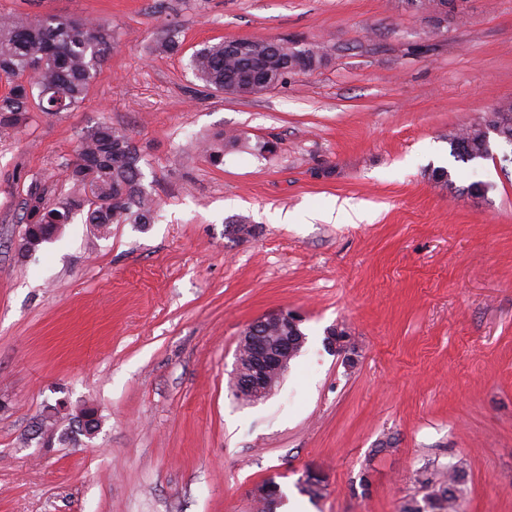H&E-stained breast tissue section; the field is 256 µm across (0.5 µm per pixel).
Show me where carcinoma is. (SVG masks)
<instances>
[{"label": "carcinoma", "mask_w": 512, "mask_h": 512, "mask_svg": "<svg viewBox=\"0 0 512 512\" xmlns=\"http://www.w3.org/2000/svg\"><path fill=\"white\" fill-rule=\"evenodd\" d=\"M112 49V30L104 23L57 15H34L16 20L0 14V79L9 84L8 92L0 97V133L14 132L29 119V103L38 100V108L48 116H58L78 106L88 85L95 79ZM296 65L306 72L322 65L323 54L315 45L299 50ZM258 54L263 65L277 81L287 72L281 63L287 56L284 47L266 44ZM253 59L238 54H224V44L207 45L195 51L189 66L192 72L217 91L224 85L233 87L237 96H251L268 90L265 85L246 83L243 76ZM29 82H19L22 76ZM499 132L512 138V101L507 103L494 120ZM488 122L448 133L451 154L465 161L464 153L481 150ZM141 157L128 134L109 125H100L80 142L70 174L73 187L97 190L102 203L74 198L73 204L89 205L87 221L97 225L101 235L110 232L112 224H149L153 210L146 192L140 166ZM66 213L49 203L37 190L24 203L22 220L26 221L18 252L39 250L48 241L47 225ZM94 413L83 408L69 418L68 427L58 435V441L76 442L82 434L81 417ZM465 471L460 466L448 469V476L439 478L425 473L419 478L426 490L423 502L412 500L402 512H458V503L465 484Z\"/></svg>", "instance_id": "cac0c4a2"}]
</instances>
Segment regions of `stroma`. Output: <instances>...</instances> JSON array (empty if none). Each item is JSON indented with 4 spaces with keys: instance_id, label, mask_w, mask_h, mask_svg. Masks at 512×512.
Wrapping results in <instances>:
<instances>
[{
    "instance_id": "35a3bbf8",
    "label": "stroma",
    "mask_w": 512,
    "mask_h": 512,
    "mask_svg": "<svg viewBox=\"0 0 512 512\" xmlns=\"http://www.w3.org/2000/svg\"><path fill=\"white\" fill-rule=\"evenodd\" d=\"M112 27L79 107L0 137V512H401L462 466L459 512H512V145L463 163L448 134L512 100V0L434 17L406 0H0ZM176 27L180 49L155 52ZM225 39L313 44L323 64L249 97L195 78ZM142 157L147 229L78 211L18 257L31 190L65 201L100 124ZM244 143L214 163L207 141ZM271 141L274 152L259 151ZM446 168L450 185L432 175ZM486 194L471 193L474 182ZM350 203L352 217L340 216ZM247 219L255 232L225 227ZM288 308L306 342L264 400L231 383L243 331ZM345 330L352 358L327 349ZM92 405L77 444L30 431ZM315 479L322 495L302 493Z\"/></svg>"
}]
</instances>
